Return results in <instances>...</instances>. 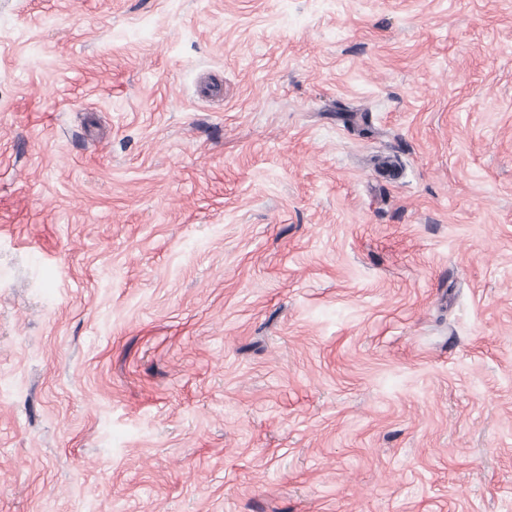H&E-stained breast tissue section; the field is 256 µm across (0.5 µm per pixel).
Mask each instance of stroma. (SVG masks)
I'll return each mask as SVG.
<instances>
[{
  "mask_svg": "<svg viewBox=\"0 0 512 512\" xmlns=\"http://www.w3.org/2000/svg\"><path fill=\"white\" fill-rule=\"evenodd\" d=\"M0 512H512V0H0Z\"/></svg>",
  "mask_w": 512,
  "mask_h": 512,
  "instance_id": "obj_1",
  "label": "stroma"
}]
</instances>
